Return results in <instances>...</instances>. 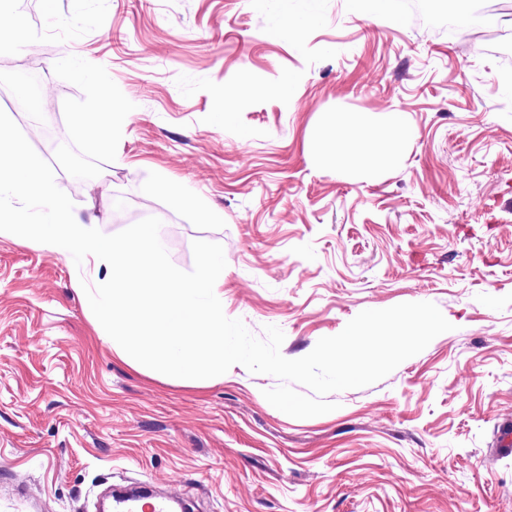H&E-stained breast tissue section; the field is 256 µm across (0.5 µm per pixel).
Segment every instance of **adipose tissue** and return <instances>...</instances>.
I'll return each instance as SVG.
<instances>
[{
    "instance_id": "ef3b65f1",
    "label": "adipose tissue",
    "mask_w": 512,
    "mask_h": 512,
    "mask_svg": "<svg viewBox=\"0 0 512 512\" xmlns=\"http://www.w3.org/2000/svg\"><path fill=\"white\" fill-rule=\"evenodd\" d=\"M406 124L401 113H392L386 132L368 128L364 123H347L336 133L335 147L326 149L324 156L337 166L382 170L397 164L407 139Z\"/></svg>"
}]
</instances>
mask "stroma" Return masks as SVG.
Returning a JSON list of instances; mask_svg holds the SVG:
<instances>
[{
    "label": "stroma",
    "instance_id": "35a3bbf8",
    "mask_svg": "<svg viewBox=\"0 0 512 512\" xmlns=\"http://www.w3.org/2000/svg\"><path fill=\"white\" fill-rule=\"evenodd\" d=\"M414 2L365 19L354 0H11L0 89L20 85L19 41L37 44L64 136L55 182L84 223L159 218L184 271L194 241L221 244L225 315L259 337L281 328L289 359L400 303H434L453 329L329 394L336 410L294 418L263 395L278 379L241 365L194 383L135 369L79 287L106 263L0 236V512H98L131 479L197 512H512V452L498 450L512 427V78L492 47L512 39V0L466 41ZM309 8L317 25L277 34ZM89 75L108 147L78 129ZM394 112L395 166L316 163L331 127L379 130Z\"/></svg>",
    "mask_w": 512,
    "mask_h": 512
}]
</instances>
